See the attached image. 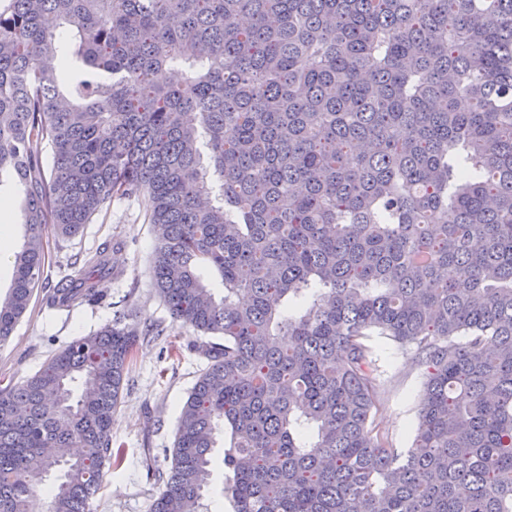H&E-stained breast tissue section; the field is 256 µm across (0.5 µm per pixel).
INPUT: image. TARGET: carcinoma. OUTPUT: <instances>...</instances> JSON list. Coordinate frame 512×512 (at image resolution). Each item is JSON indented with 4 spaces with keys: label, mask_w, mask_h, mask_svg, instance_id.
<instances>
[{
    "label": "carcinoma",
    "mask_w": 512,
    "mask_h": 512,
    "mask_svg": "<svg viewBox=\"0 0 512 512\" xmlns=\"http://www.w3.org/2000/svg\"><path fill=\"white\" fill-rule=\"evenodd\" d=\"M3 172L28 234L0 344L45 232L132 197L153 288L206 337L153 512H204L226 424L234 512H512V0H0ZM110 252L46 305L102 302ZM126 320L0 386V512H38L49 478L48 512H89L128 362L161 335ZM374 331L424 368L403 451Z\"/></svg>",
    "instance_id": "cac0c4a2"
}]
</instances>
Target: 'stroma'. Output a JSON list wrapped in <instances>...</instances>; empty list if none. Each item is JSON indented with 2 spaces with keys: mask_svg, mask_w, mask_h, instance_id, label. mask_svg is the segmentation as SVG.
I'll use <instances>...</instances> for the list:
<instances>
[{
  "mask_svg": "<svg viewBox=\"0 0 512 512\" xmlns=\"http://www.w3.org/2000/svg\"><path fill=\"white\" fill-rule=\"evenodd\" d=\"M108 238L120 241L121 246L112 253L115 278L100 284L106 303L70 311L46 307V287L68 274L75 258L95 251ZM154 246V228L140 197L113 201L75 238H48L43 285L37 288L10 339L0 344V381L17 383L38 372L73 339L110 322L113 303L126 301L131 322L161 324L162 336L138 343L128 365L112 422V438L122 459L118 465L104 468L91 512H151L158 486L146 476L143 453L151 451L158 468L169 467L181 409L207 365L195 350L200 333L175 322L152 285ZM368 344L376 355L381 381L375 417L388 429L394 447H409L423 370L387 337L371 335Z\"/></svg>",
  "mask_w": 512,
  "mask_h": 512,
  "instance_id": "stroma-1",
  "label": "stroma"
}]
</instances>
